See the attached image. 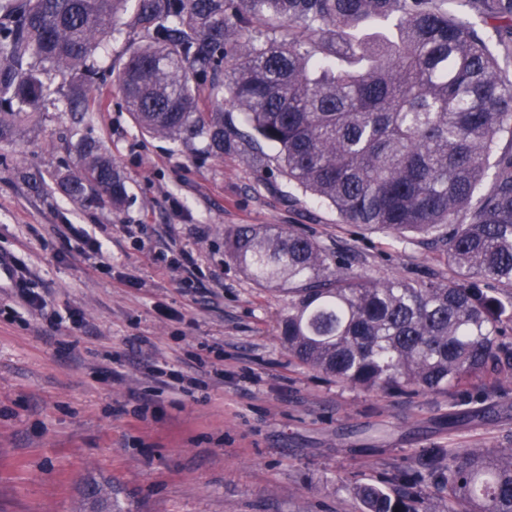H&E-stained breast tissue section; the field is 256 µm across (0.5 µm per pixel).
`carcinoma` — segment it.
I'll list each match as a JSON object with an SVG mask.
<instances>
[{
	"instance_id": "carcinoma-1",
	"label": "carcinoma",
	"mask_w": 512,
	"mask_h": 512,
	"mask_svg": "<svg viewBox=\"0 0 512 512\" xmlns=\"http://www.w3.org/2000/svg\"><path fill=\"white\" fill-rule=\"evenodd\" d=\"M129 0H0V139L76 80L70 111L100 101L94 55ZM493 22L492 42L470 20ZM143 42L118 72L125 110L149 136L206 142L276 163L342 223L440 251L448 276L371 277L281 225H237L225 254L288 295L282 346L336 382L409 399L512 379V0H136ZM246 129L224 121V100ZM507 139L505 147L500 141ZM275 151L271 156L264 147ZM71 196L116 211L124 177L97 140L78 148ZM491 178L484 193V179ZM387 492L355 489L361 512H512V448H422ZM90 512H123L98 484Z\"/></svg>"
}]
</instances>
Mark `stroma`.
I'll return each instance as SVG.
<instances>
[{"instance_id": "35a3bbf8", "label": "stroma", "mask_w": 512, "mask_h": 512, "mask_svg": "<svg viewBox=\"0 0 512 512\" xmlns=\"http://www.w3.org/2000/svg\"><path fill=\"white\" fill-rule=\"evenodd\" d=\"M129 21L96 54L100 109L75 123L56 78L40 121L0 141V257L48 303L44 318L15 310L12 277L0 279V512H83L91 480L113 484L124 512H357L354 487L387 486L415 449L512 444V382L486 423L469 416L474 397L412 401L290 360L278 337L288 298L226 257L225 228L290 225L376 277L440 274L437 252L343 224L250 164L248 144L217 158L199 139L141 134L109 71L140 39ZM86 135L126 181L122 212L57 186ZM201 357L222 377L171 389L200 375Z\"/></svg>"}]
</instances>
